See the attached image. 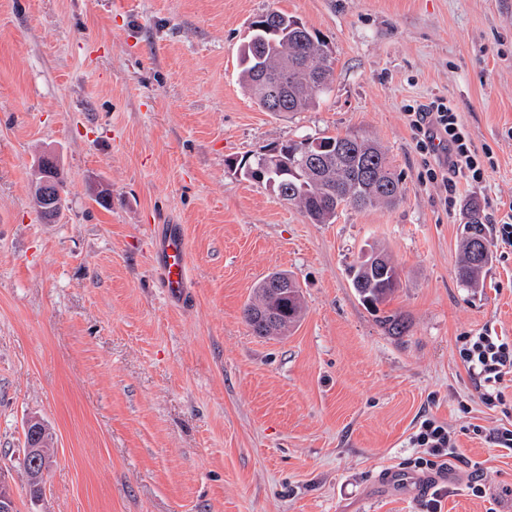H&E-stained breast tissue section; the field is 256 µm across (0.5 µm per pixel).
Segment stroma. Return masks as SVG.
Segmentation results:
<instances>
[{
  "instance_id": "stroma-1",
  "label": "stroma",
  "mask_w": 512,
  "mask_h": 512,
  "mask_svg": "<svg viewBox=\"0 0 512 512\" xmlns=\"http://www.w3.org/2000/svg\"><path fill=\"white\" fill-rule=\"evenodd\" d=\"M270 9L330 43L336 79L307 112L262 110L238 81L251 21ZM450 101L484 175L432 179L413 109ZM308 133L379 142L407 188L393 207L313 224L232 161ZM65 205L33 204L42 153ZM453 202H446V195ZM512 216V0H0V477L18 512H512V429L482 402L460 337L512 340V250L484 288L456 278L462 209ZM175 227L185 297L155 248ZM401 271L390 335L355 294L367 246ZM303 295L283 337L252 334L256 284ZM53 433L31 505L25 426ZM448 425L464 460L414 472L420 422ZM486 433L474 435L473 426Z\"/></svg>"
}]
</instances>
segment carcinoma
<instances>
[{
	"label": "carcinoma",
	"instance_id": "1",
	"mask_svg": "<svg viewBox=\"0 0 512 512\" xmlns=\"http://www.w3.org/2000/svg\"><path fill=\"white\" fill-rule=\"evenodd\" d=\"M295 17L270 10L250 23V33L239 53L240 79L259 107L271 111L268 100L286 112H302L313 106L334 79L332 59L320 53L326 43L317 32L293 28ZM317 144L324 161L317 172L302 164L306 151ZM243 175L267 183L274 191L296 205L313 224H331L340 207L366 209L393 205L405 195L402 177L389 165L380 145L372 140L339 134L303 135L280 146L275 154L260 153L243 164ZM475 233L486 243L491 238L482 208L471 204ZM462 258L456 275L466 288L484 287L488 265L473 264L471 241L461 237ZM279 279L295 287L293 297L280 304L267 295L268 280ZM352 287L361 303L373 312L392 300L400 287L397 266L382 249H371L352 268ZM302 292L286 272H272L256 286L254 298L244 310L245 320L258 336H285L301 319ZM394 336L405 333L407 325L397 313L380 317Z\"/></svg>",
	"mask_w": 512,
	"mask_h": 512
}]
</instances>
